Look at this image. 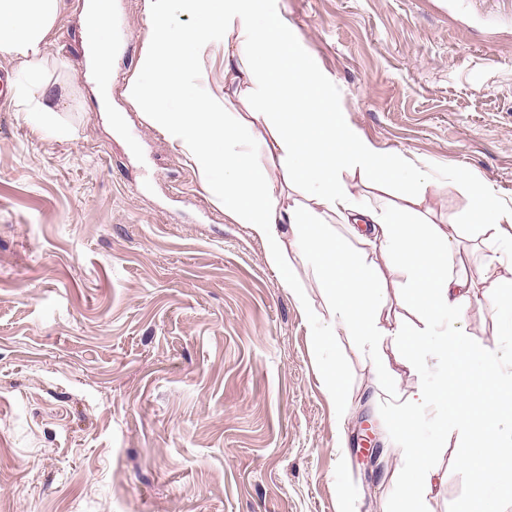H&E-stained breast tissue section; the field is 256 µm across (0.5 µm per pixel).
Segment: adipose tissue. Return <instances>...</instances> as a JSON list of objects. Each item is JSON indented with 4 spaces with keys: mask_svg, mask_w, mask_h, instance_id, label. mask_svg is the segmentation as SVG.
<instances>
[{
    "mask_svg": "<svg viewBox=\"0 0 512 512\" xmlns=\"http://www.w3.org/2000/svg\"><path fill=\"white\" fill-rule=\"evenodd\" d=\"M195 16L190 27L172 21L174 0H143L149 30L137 70L123 95L143 119L178 142L191 160L212 203L245 225L264 248L265 259L316 327L318 367L338 420L351 401L331 346L339 336L367 344L379 390L393 376L382 342L397 350L410 372L426 369L429 357L447 360L434 386L402 394L395 406L403 440L402 496L406 512H424L427 492L443 476L433 458L456 433L465 449L459 462L470 474L478 499L492 512L512 494L501 474L512 471V277L475 283L455 262L458 227L420 220L411 205L437 192L439 182L424 165L376 147L336 103V89L304 52L270 0H183ZM61 0H0V55L16 60L22 74L14 91L17 107L49 123L55 95L44 81L47 36ZM112 16V0H84L87 65L101 110L111 111L102 76L112 68V48L99 32ZM224 44V73L244 79L249 120L226 121L218 105L199 94L188 75L215 42ZM272 137L267 159L254 151L257 126ZM470 199L469 221L490 244L512 251V206L472 179L451 170ZM388 187L407 207L362 205L349 180ZM302 188L306 200L284 195L282 185ZM366 225L362 249L332 234L329 219ZM304 250L326 298L324 310L309 302L289 257ZM403 272L404 299L412 319L389 316L390 283L381 260ZM496 311L507 344L472 345L464 330L469 309Z\"/></svg>",
    "mask_w": 512,
    "mask_h": 512,
    "instance_id": "obj_1",
    "label": "adipose tissue"
}]
</instances>
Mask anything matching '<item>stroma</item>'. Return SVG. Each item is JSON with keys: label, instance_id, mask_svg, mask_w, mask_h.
I'll return each instance as SVG.
<instances>
[{"label": "stroma", "instance_id": "stroma-1", "mask_svg": "<svg viewBox=\"0 0 512 512\" xmlns=\"http://www.w3.org/2000/svg\"><path fill=\"white\" fill-rule=\"evenodd\" d=\"M82 0L47 38L45 127L0 103V512H401L404 459L388 396L356 339L339 352L338 421L315 328L261 243L210 201L181 150L123 97L148 30L129 37L112 110L88 80ZM377 147L428 166L423 216L459 227L474 279L489 247L460 168L512 200V0H271ZM189 82L246 113L224 50ZM376 428V465L356 455ZM456 435L426 512H474Z\"/></svg>", "mask_w": 512, "mask_h": 512}]
</instances>
